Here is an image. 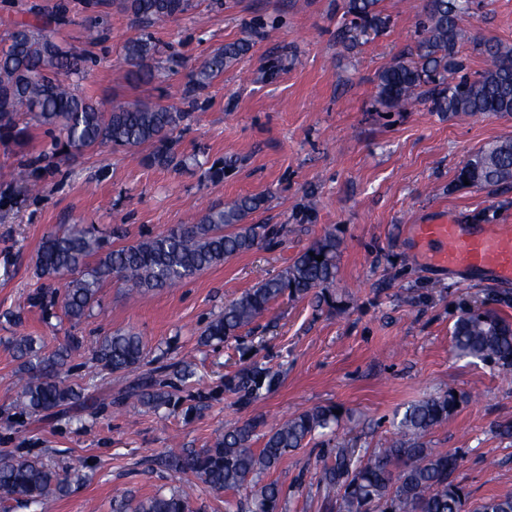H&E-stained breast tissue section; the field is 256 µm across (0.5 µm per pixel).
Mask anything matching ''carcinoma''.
Returning a JSON list of instances; mask_svg holds the SVG:
<instances>
[{
	"instance_id": "1",
	"label": "carcinoma",
	"mask_w": 512,
	"mask_h": 512,
	"mask_svg": "<svg viewBox=\"0 0 512 512\" xmlns=\"http://www.w3.org/2000/svg\"><path fill=\"white\" fill-rule=\"evenodd\" d=\"M469 0H427L410 54L402 53L377 75V101L385 109L403 111L422 99L434 112L477 116L494 112L512 115V46L484 41L479 51L485 68L473 76H457L465 69L458 48L470 39L462 25ZM118 6L140 23L153 27L193 7V0H117ZM379 0H344L341 37L352 43L368 32L384 31L389 19L378 10ZM249 50L242 39L213 50L187 75L185 98L194 103L224 71L236 65ZM158 48L144 33L124 46V60L139 81L149 82L165 67L157 59ZM88 52L78 53L58 44L45 29L17 23L0 46V140L25 141L29 126H19V114L32 116L45 133L64 139L68 154L81 156L102 148L126 150L150 148L146 163L178 170L187 156L178 151L175 133L190 112L161 101L117 103L110 110L80 92L77 81ZM40 158L19 164L14 180L25 192H40L32 180V168ZM497 190L512 187V138L496 141L473 153L458 171L456 181ZM263 195L241 196L211 206L195 224H178L156 236L117 248L96 236L94 229L79 224L47 234L37 253L35 275L39 279L65 280L61 305L76 325L99 301L104 284L114 279L127 291L146 293L176 287L221 265L224 260L252 250L278 233L265 224L245 220L264 209ZM342 241L326 232L300 252L278 275L265 279L226 305L201 333L204 345H219L264 314L271 303L286 295L304 299L322 295L334 284ZM323 256L322 261L316 257ZM512 306V297L495 296L481 306L463 305L452 329V343L459 355L512 371V320L498 306ZM83 340L70 336L46 353L38 340L22 335L13 342L23 381L22 410L30 414L63 410L77 404L85 383L60 380L73 350ZM149 351L137 333L116 331L92 348V358L108 375H124L145 363ZM185 382L195 376L192 364L179 362L153 367L137 378L122 399L159 410L171 404L170 377ZM279 385V374L254 362L224 380V391L236 396L241 408L251 406ZM463 394L450 388L407 407L397 423L402 438L370 455L342 441H322V465L316 486L325 506L336 512H512V495H493L478 502L458 480L461 455L428 447L422 435L454 415ZM336 405L302 410L263 432L264 420L247 419L217 436L212 445L179 454L162 455L156 464L176 473H192L216 492L247 489L248 512H282L283 490L276 481L260 477L276 470L288 455L308 447L316 439L335 432L343 420ZM262 442L257 448L255 444ZM77 474L61 473L43 460L0 457V500L39 506L67 494ZM112 512H190L187 498L177 492L156 493L135 503L118 500Z\"/></svg>"
}]
</instances>
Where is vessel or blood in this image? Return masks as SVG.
I'll return each mask as SVG.
<instances>
[{"label": "vessel or blood", "mask_w": 512, "mask_h": 512, "mask_svg": "<svg viewBox=\"0 0 512 512\" xmlns=\"http://www.w3.org/2000/svg\"><path fill=\"white\" fill-rule=\"evenodd\" d=\"M409 241L421 265L460 272L489 271L512 283V226L456 224L436 218L410 225Z\"/></svg>", "instance_id": "1"}]
</instances>
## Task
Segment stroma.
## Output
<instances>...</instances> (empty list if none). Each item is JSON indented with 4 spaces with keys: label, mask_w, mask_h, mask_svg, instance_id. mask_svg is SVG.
<instances>
[{
    "label": "stroma",
    "mask_w": 512,
    "mask_h": 512,
    "mask_svg": "<svg viewBox=\"0 0 512 512\" xmlns=\"http://www.w3.org/2000/svg\"><path fill=\"white\" fill-rule=\"evenodd\" d=\"M423 0H381L389 18L381 33L355 46L337 40L343 0H194L189 12L151 28L177 71L153 83L129 76L124 46L142 28L114 0L96 10L104 35L81 83L104 107L163 99L185 107L188 72L225 43L250 50L201 95L179 131L192 156L180 171L142 163L139 154L104 148L65 160L43 129L27 143L0 142V455L37 456L51 467L75 468L82 481L41 510L16 501L0 512H112L113 501L179 490L193 512H226L244 492L216 493L190 474L152 463L154 455L210 446L217 434L253 417L267 425L315 405L341 406L338 438L358 448L389 447L407 406L453 388L465 395L457 412L425 436L431 447L459 451L458 478L473 499L512 494V440L495 427L512 420V372L456 355L451 330L459 304L512 296V283L489 272L423 267L407 242L409 225L441 215L460 224H511L512 188L456 185L458 170L490 142L512 138V116L450 117L414 102L389 112L377 102L376 76L414 42ZM472 37L459 48L469 71L483 68L473 41L512 45V0H473L464 22ZM44 154V191L24 196L12 182L20 161ZM225 161L224 179L205 170ZM243 194L269 200L253 223L278 231L250 252L180 287L126 295L106 284L91 315L72 324L60 307L36 296L33 271L43 236L63 225L94 227L125 243L191 224L211 205ZM316 210L300 222L307 200ZM343 239L336 282L324 301L281 298L239 338L204 346L200 333L225 303L281 273L327 231ZM117 330L139 333L151 357L193 363L196 379L172 390L170 408L152 412L118 405L136 374L98 378L95 342ZM41 337L47 349L82 337L63 373L66 381L96 378L87 403L54 414L22 415L16 336ZM280 374V384L247 409L224 391L225 376L251 362ZM320 448L289 456L272 477L285 492L283 512H328L316 488Z\"/></svg>",
    "instance_id": "1"
}]
</instances>
